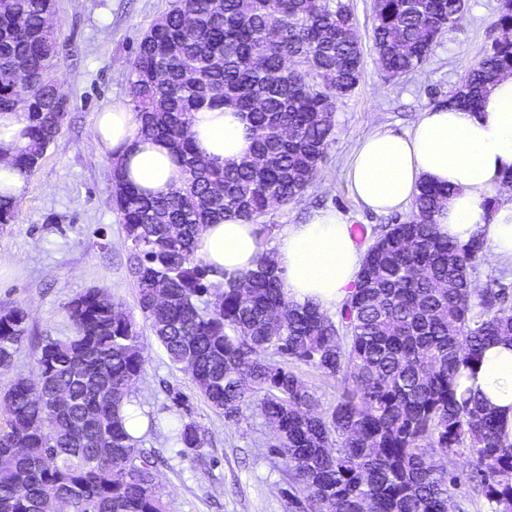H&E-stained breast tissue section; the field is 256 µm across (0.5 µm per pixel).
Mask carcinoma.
Masks as SVG:
<instances>
[{"mask_svg":"<svg viewBox=\"0 0 512 512\" xmlns=\"http://www.w3.org/2000/svg\"><path fill=\"white\" fill-rule=\"evenodd\" d=\"M53 0H0V113L20 114L27 143L10 165L37 168L65 112H53L57 37L43 27ZM466 0H373L372 49L396 77L418 70ZM495 27L512 30V0ZM181 46L161 55L160 46ZM32 81L21 84L14 58ZM363 47L349 4L336 0H176L144 35L131 70L130 104L147 138L169 141L183 177L159 196L142 193L112 166V196L127 243L126 271L142 317L169 362L228 421L258 403L276 431L269 452L286 472L281 494L300 512H449L453 490L475 482L488 512H512V440L497 411L458 393L492 340H512L509 288L477 293L471 271L484 242L459 245L438 233L435 214L450 189L425 183L412 218L390 224L368 248L355 289L333 319L288 301L270 252L244 281L215 280L195 238L226 216L260 224L311 186L327 159L337 102L362 75ZM293 62L301 87L272 72ZM512 74V40L475 54L451 97L473 108ZM220 105L244 114L249 155L225 166L196 150L192 115ZM20 198L0 191V224ZM72 324L39 342L37 377L0 390V512H166L158 458L127 429L145 371L133 315L99 288L66 306ZM29 337L28 313L0 308V368ZM340 382L324 408L291 365ZM185 455H200L208 431L182 414L168 420ZM455 459L448 468V459Z\"/></svg>","mask_w":512,"mask_h":512,"instance_id":"carcinoma-1","label":"carcinoma"}]
</instances>
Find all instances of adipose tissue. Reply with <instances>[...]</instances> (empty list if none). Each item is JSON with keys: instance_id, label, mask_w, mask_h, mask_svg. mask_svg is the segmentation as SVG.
Instances as JSON below:
<instances>
[{"instance_id": "1", "label": "adipose tissue", "mask_w": 512, "mask_h": 512, "mask_svg": "<svg viewBox=\"0 0 512 512\" xmlns=\"http://www.w3.org/2000/svg\"><path fill=\"white\" fill-rule=\"evenodd\" d=\"M243 116L230 107L194 113L192 131L203 154L219 162H240L250 141ZM134 112L124 105L97 113L94 135L102 151L118 160L125 179L151 195L166 192L182 167L164 140L140 135ZM512 169V75L497 79L472 109L446 101L430 105L404 133L378 129L357 148L347 169L351 189L377 214L404 210L420 183L451 187L435 216L439 233L461 244L483 239L494 259L512 264V201L487 214L484 202ZM263 250L257 225L236 218L206 225L197 237L198 256L228 279H247ZM274 258L291 303L319 304L334 312L351 294L363 254L347 217L321 211L305 224H287L277 233ZM462 389L501 415L512 434V342L486 346L476 375H463Z\"/></svg>"}]
</instances>
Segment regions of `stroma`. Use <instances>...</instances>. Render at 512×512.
Here are the masks:
<instances>
[{
	"label": "stroma",
	"instance_id": "stroma-1",
	"mask_svg": "<svg viewBox=\"0 0 512 512\" xmlns=\"http://www.w3.org/2000/svg\"><path fill=\"white\" fill-rule=\"evenodd\" d=\"M364 47L363 72L353 92L340 99L327 160L313 185L297 201L275 207L265 218L276 226L303 224L319 211L343 212L367 248L381 226L406 221L366 210L352 195L346 169L358 142L384 127H412L433 99L459 85L475 53L500 35L496 0H468L462 22L447 30L421 71L387 77L371 48L373 0H348ZM173 0H55L51 23L58 33L61 65L56 80L67 99L61 131L27 179L16 223L0 224V306L29 315L31 337L0 388L37 372L36 338L69 334L68 302L89 288L103 289L137 313V293L126 272V246L112 198V159L93 136L97 112L128 103L129 74L139 42ZM143 378L132 400L143 418L161 426L145 432L146 447L160 449L165 462L159 486L167 512H285L284 465L270 455L273 432L259 407L230 422L196 394L188 373L175 369L152 334L144 336ZM182 412L208 431L201 457L187 456L164 428Z\"/></svg>",
	"mask_w": 512,
	"mask_h": 512
}]
</instances>
